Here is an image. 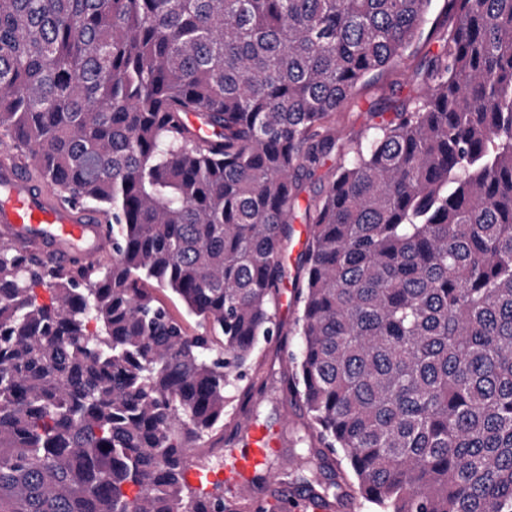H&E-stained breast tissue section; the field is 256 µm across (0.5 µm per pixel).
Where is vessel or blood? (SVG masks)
Returning a JSON list of instances; mask_svg holds the SVG:
<instances>
[{
	"mask_svg": "<svg viewBox=\"0 0 512 512\" xmlns=\"http://www.w3.org/2000/svg\"><path fill=\"white\" fill-rule=\"evenodd\" d=\"M0 242L24 245L47 262L90 265L112 248V235L97 211L63 202L24 168L0 162ZM247 448L224 461L223 480L234 499L253 498L260 512H358V496L340 502L273 484L256 497V476L273 454L277 441L268 428L247 424Z\"/></svg>",
	"mask_w": 512,
	"mask_h": 512,
	"instance_id": "obj_1",
	"label": "vessel or blood"
}]
</instances>
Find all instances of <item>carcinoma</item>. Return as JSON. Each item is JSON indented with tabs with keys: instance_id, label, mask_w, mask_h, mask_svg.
<instances>
[{
	"instance_id": "cac0c4a2",
	"label": "carcinoma",
	"mask_w": 512,
	"mask_h": 512,
	"mask_svg": "<svg viewBox=\"0 0 512 512\" xmlns=\"http://www.w3.org/2000/svg\"><path fill=\"white\" fill-rule=\"evenodd\" d=\"M431 2L0 0V135L112 231L76 271L0 244V512H227L187 460L281 335L333 153L289 329L318 455L380 512H512V0H448L423 96L336 128ZM336 161L337 156L334 154L324 160L322 165L315 172V175L305 184V188L300 194L296 203L295 212L297 218L295 223L292 224L294 228V234L287 242L285 251L286 264L288 266V279L284 281L281 288V292H286L288 294V305L283 302V309L279 310V319L285 323L288 328L292 326L295 318L297 317L299 308V305L296 302V298L294 299L295 289L293 276L296 272L298 264L300 263L301 253L304 251V246L302 249H300V246L297 245L299 231L304 230V233L307 232V224L303 223L304 212L310 198L316 195L320 188H323V186L331 177V174L336 167ZM290 289L293 290L292 299H290Z\"/></svg>"
}]
</instances>
